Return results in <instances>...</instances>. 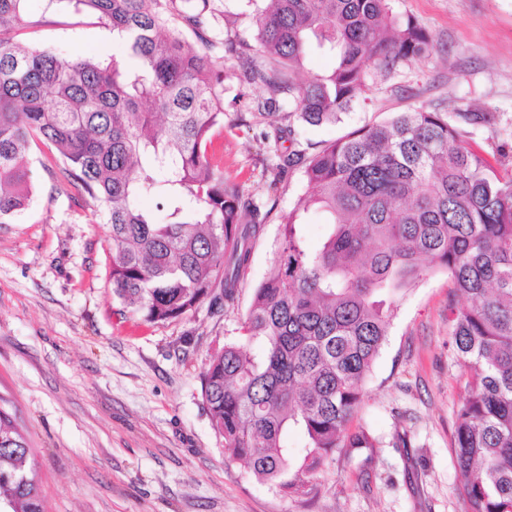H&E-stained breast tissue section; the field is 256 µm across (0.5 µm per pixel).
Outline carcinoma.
<instances>
[{"instance_id": "cac0c4a2", "label": "carcinoma", "mask_w": 512, "mask_h": 512, "mask_svg": "<svg viewBox=\"0 0 512 512\" xmlns=\"http://www.w3.org/2000/svg\"><path fill=\"white\" fill-rule=\"evenodd\" d=\"M25 2L0 0V223L32 201V146L53 147L109 226L112 295L148 323L234 302L266 220L209 152L224 133V55L241 83L267 93L259 116L321 125L362 96L368 65L387 76L433 48L389 0H251V42L208 36L211 0H55L109 26L120 47L64 60L17 39ZM315 50L336 66L306 77ZM491 122L398 112L308 159L312 193L285 217L242 323L261 351L226 343L202 374L212 428L256 479L308 495L327 460L379 445L349 430L362 384L395 300L442 268L466 299L451 319L470 372L453 441L465 512H512V173L465 139V127ZM146 195L161 199L164 221L141 206ZM312 206L327 216L317 251L301 234ZM295 431L302 456L289 447ZM0 504L45 512L31 448L1 407Z\"/></svg>"}]
</instances>
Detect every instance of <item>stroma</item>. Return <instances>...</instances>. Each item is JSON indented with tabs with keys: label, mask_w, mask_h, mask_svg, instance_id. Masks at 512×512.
<instances>
[{
	"label": "stroma",
	"mask_w": 512,
	"mask_h": 512,
	"mask_svg": "<svg viewBox=\"0 0 512 512\" xmlns=\"http://www.w3.org/2000/svg\"><path fill=\"white\" fill-rule=\"evenodd\" d=\"M217 28L251 38L247 0H215ZM418 21L434 48L383 76L333 124L283 121L276 131L249 116L255 89L226 82L225 175L262 199L268 216L234 303H203L163 323L132 316L112 295L109 227L63 179L47 147L31 153L34 198L0 224V407L33 452L47 512H464L453 454L455 413L468 370L451 343L461 307L435 270L397 302L387 341L350 423L380 441L371 459L335 457L317 473V493L288 495L233 461L213 430L202 373L224 343L241 338L253 292L271 272L282 217L309 192L303 157L364 125L414 107L490 112L471 142L512 171V0H391ZM21 39L59 57L116 53L98 20L27 0ZM301 153L277 191L267 188L276 153ZM407 447H395L398 435Z\"/></svg>",
	"instance_id": "obj_1"
}]
</instances>
